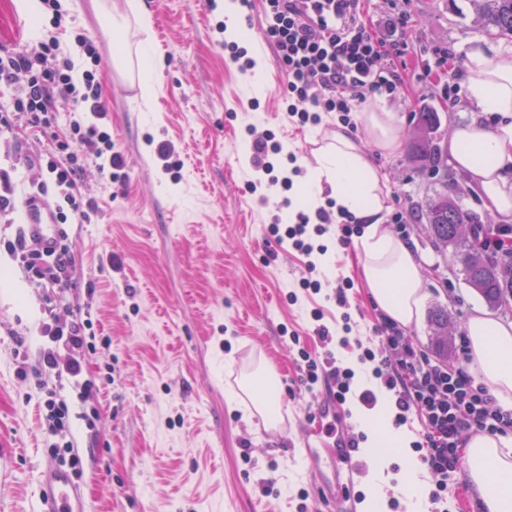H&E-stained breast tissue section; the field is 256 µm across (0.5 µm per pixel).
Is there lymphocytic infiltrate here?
Wrapping results in <instances>:
<instances>
[{
  "mask_svg": "<svg viewBox=\"0 0 512 512\" xmlns=\"http://www.w3.org/2000/svg\"><path fill=\"white\" fill-rule=\"evenodd\" d=\"M40 2L52 13L51 31L37 34L32 46L0 51V88L13 91L8 105L0 107V129H21L45 140V152L27 156L26 164L45 169L47 176L20 193L10 176L0 177V213L25 205L28 224L9 250L43 287L61 290L71 284V254L58 237L41 245L30 225L46 214L56 224L70 218L88 223L98 205L78 192L79 173L90 164L103 179L117 182L126 162L113 149L93 39L76 32L86 65L81 77H74L75 62L64 55L59 40L67 30L68 13L62 0ZM265 2L267 39L287 76L288 116L297 125L318 122L321 113L333 112L344 128L355 129V114L368 97L400 87L401 77L387 61L402 55L403 44L396 34L375 31L362 18L359 0ZM61 111L69 114L63 129L57 123ZM48 197L56 204L47 211L43 202ZM88 326L78 319L43 323V335L63 348L44 351L35 375L60 382L80 377ZM372 330L388 353L379 358L366 348L360 359L374 363V375L395 394L398 424L412 415L418 418L422 431L414 447L435 480L430 500L439 503L448 492L449 476L461 467L463 433H507L512 430V408L498 406L467 367L451 369L433 361L397 323L382 320Z\"/></svg>",
  "mask_w": 512,
  "mask_h": 512,
  "instance_id": "obj_1",
  "label": "lymphocytic infiltrate"
}]
</instances>
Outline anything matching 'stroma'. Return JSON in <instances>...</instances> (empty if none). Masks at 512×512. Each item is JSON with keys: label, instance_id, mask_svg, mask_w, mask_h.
I'll return each instance as SVG.
<instances>
[{"label": "stroma", "instance_id": "obj_1", "mask_svg": "<svg viewBox=\"0 0 512 512\" xmlns=\"http://www.w3.org/2000/svg\"><path fill=\"white\" fill-rule=\"evenodd\" d=\"M74 30L93 36L103 74L102 99L112 142L126 161V182H103L94 167L78 177L82 195L96 200L90 223L59 225L74 258L64 301L29 279L6 250L22 212L0 220V512H38L39 474L53 442H71L81 459L74 481L86 512H341L319 502L296 434L312 415L318 394L301 382V352L332 354L355 372L353 387L382 392L372 364L357 360L359 346L377 348L372 326L381 311L369 295L354 245L335 229L312 234L315 271L289 240L268 231L273 215L291 224L301 209V177L292 167L313 164L315 140L339 130L336 113L298 126L281 91L286 75L266 37L264 0L240 6L229 24L222 4L205 0H64ZM367 15L397 26L404 43L402 85L375 95L366 112L384 105L403 129L422 106L440 115L443 141L456 128L496 116L477 111L468 97L449 102L447 65L465 67L478 44L500 46L482 29L471 0H364ZM150 26L138 30V13ZM49 28L37 0H0V48L28 41L22 25ZM149 44L155 92L143 93L138 42ZM253 66L241 70L234 51ZM451 52L450 64L439 60ZM431 73H423L422 64ZM270 134L281 147L272 174L252 162L253 134ZM171 142L178 167L156 155ZM45 145L21 133L0 134V169L14 180L35 179L22 157ZM386 178L383 226L414 244L424 274L425 311H448L449 334L484 300L464 280L453 247L432 243L416 206L441 189L406 149L372 151ZM292 176V187L281 179ZM118 264H111V257ZM318 282V290L303 280ZM346 304H338L337 293ZM323 320H315V312ZM58 322L89 321L92 347L83 376L94 390L77 397L61 387L70 407L68 428L50 435L42 400L55 380L38 383L18 373L16 347L36 366L48 337V314ZM351 333H344L343 324ZM331 341L320 342L316 325ZM265 356L281 377V428L229 407L225 391L252 358Z\"/></svg>", "mask_w": 512, "mask_h": 512}]
</instances>
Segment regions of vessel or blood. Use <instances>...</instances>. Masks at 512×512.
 Wrapping results in <instances>:
<instances>
[{"mask_svg":"<svg viewBox=\"0 0 512 512\" xmlns=\"http://www.w3.org/2000/svg\"><path fill=\"white\" fill-rule=\"evenodd\" d=\"M341 407L333 390L319 395L315 416L308 430L298 434L296 444L310 463L317 481L319 495L328 501L341 502L351 508L349 491L366 463L361 455L358 438L333 429ZM40 512H84L76 485L66 470L50 464L40 473Z\"/></svg>","mask_w":512,"mask_h":512,"instance_id":"vessel-or-blood-1","label":"vessel or blood"}]
</instances>
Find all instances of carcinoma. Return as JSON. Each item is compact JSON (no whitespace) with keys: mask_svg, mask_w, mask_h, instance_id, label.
Masks as SVG:
<instances>
[{"mask_svg":"<svg viewBox=\"0 0 512 512\" xmlns=\"http://www.w3.org/2000/svg\"><path fill=\"white\" fill-rule=\"evenodd\" d=\"M485 30L493 36L512 37V0H472ZM439 123L434 112L416 113L409 152L429 164L432 172L448 170L446 155L438 146ZM422 215L432 236L443 244H459L463 230L470 239L459 252V261L467 283L491 308L509 304L512 300V255L504 258L489 256L480 246L486 224L480 215L465 209L444 188L427 196L422 203ZM438 351L448 354V310L436 308L429 315Z\"/></svg>","mask_w":512,"mask_h":512,"instance_id":"obj_1","label":"carcinoma"}]
</instances>
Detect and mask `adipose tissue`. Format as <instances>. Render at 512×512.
<instances>
[{"mask_svg": "<svg viewBox=\"0 0 512 512\" xmlns=\"http://www.w3.org/2000/svg\"><path fill=\"white\" fill-rule=\"evenodd\" d=\"M469 94L478 111L499 115L493 126L470 123L455 130L450 144L454 167L475 181L488 207L512 214V48H473L468 55ZM376 150L394 153L402 128L386 108L360 116ZM316 165L304 183L305 199L314 205L332 198L336 207L365 224L356 244L362 277L379 308L392 320L411 326L420 317L423 273L412 248L382 226L385 178L362 147L342 132L327 136L314 150ZM473 364L498 404L512 405V323L486 312L467 322ZM230 406L253 405L267 423L280 417L277 378L267 362L228 389ZM463 458L473 500L480 512H512V435H477L466 444Z\"/></svg>", "mask_w": 512, "mask_h": 512, "instance_id": "adipose-tissue-1", "label": "adipose tissue"}]
</instances>
